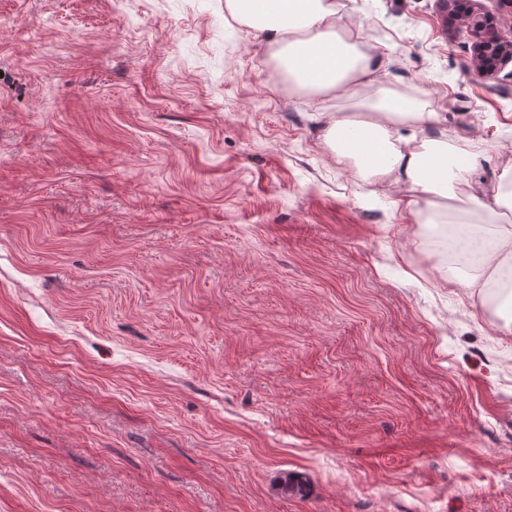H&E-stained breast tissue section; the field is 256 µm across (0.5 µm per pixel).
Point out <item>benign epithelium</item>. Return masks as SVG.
I'll use <instances>...</instances> for the list:
<instances>
[{
    "mask_svg": "<svg viewBox=\"0 0 512 512\" xmlns=\"http://www.w3.org/2000/svg\"><path fill=\"white\" fill-rule=\"evenodd\" d=\"M448 22L467 28L475 38L472 70L482 79H492L512 61V41L495 33L494 18L477 7L476 0H446Z\"/></svg>",
    "mask_w": 512,
    "mask_h": 512,
    "instance_id": "7a95c632",
    "label": "benign epithelium"
}]
</instances>
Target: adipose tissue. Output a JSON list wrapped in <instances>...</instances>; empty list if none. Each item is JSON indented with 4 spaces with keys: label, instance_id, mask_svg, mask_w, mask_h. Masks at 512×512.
<instances>
[{
    "label": "adipose tissue",
    "instance_id": "obj_1",
    "mask_svg": "<svg viewBox=\"0 0 512 512\" xmlns=\"http://www.w3.org/2000/svg\"><path fill=\"white\" fill-rule=\"evenodd\" d=\"M231 17L258 32L295 87L355 99L359 109L325 113L322 140L337 162L353 165L370 185H397L398 203L417 224L445 233L450 203L467 232L455 245L470 271L461 285L483 291L512 262V165L481 196L460 198L477 162L447 139L432 137L439 115L426 101L379 85L383 64L375 47H361L340 23L336 0H226ZM411 128V136L400 133Z\"/></svg>",
    "mask_w": 512,
    "mask_h": 512
}]
</instances>
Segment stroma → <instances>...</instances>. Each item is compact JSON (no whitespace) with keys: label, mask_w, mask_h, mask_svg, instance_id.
Masks as SVG:
<instances>
[{"label":"stroma","mask_w":512,"mask_h":512,"mask_svg":"<svg viewBox=\"0 0 512 512\" xmlns=\"http://www.w3.org/2000/svg\"><path fill=\"white\" fill-rule=\"evenodd\" d=\"M336 2L483 194L512 63L436 0ZM353 109L225 0H0V512H512V335L324 149Z\"/></svg>","instance_id":"1"}]
</instances>
